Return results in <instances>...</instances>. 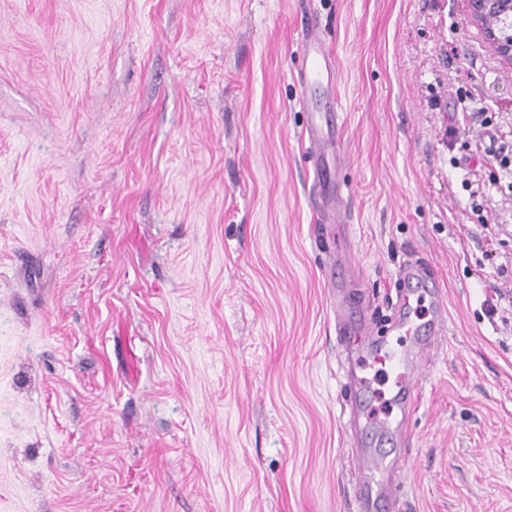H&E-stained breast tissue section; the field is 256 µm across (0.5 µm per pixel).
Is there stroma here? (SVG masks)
Instances as JSON below:
<instances>
[{
    "mask_svg": "<svg viewBox=\"0 0 512 512\" xmlns=\"http://www.w3.org/2000/svg\"><path fill=\"white\" fill-rule=\"evenodd\" d=\"M313 15L374 331L411 258L448 300L394 483L512 512V65L468 0H0V512H350ZM302 57L301 81L303 88L311 81H326L327 85H333L334 70L328 62V55L320 38L319 25L316 20L310 22L309 37L304 46Z\"/></svg>",
    "mask_w": 512,
    "mask_h": 512,
    "instance_id": "obj_1",
    "label": "stroma"
}]
</instances>
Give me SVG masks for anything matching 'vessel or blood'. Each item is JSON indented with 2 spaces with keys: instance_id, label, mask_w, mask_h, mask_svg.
I'll return each mask as SVG.
<instances>
[{
  "instance_id": "vessel-or-blood-1",
  "label": "vessel or blood",
  "mask_w": 512,
  "mask_h": 512,
  "mask_svg": "<svg viewBox=\"0 0 512 512\" xmlns=\"http://www.w3.org/2000/svg\"><path fill=\"white\" fill-rule=\"evenodd\" d=\"M302 57V83L332 81L318 23L310 25ZM299 106L308 112L304 135L316 160L311 193L322 270L335 307L337 344L347 353L345 406L363 446L355 457V512H379L384 504L399 512L390 479L407 464L401 445L417 411L423 357L446 334V301L434 276L421 263L407 262L399 271L401 300L392 335H374L351 246L345 191L330 170L344 161V115L337 104L328 112L308 111L304 97Z\"/></svg>"
}]
</instances>
